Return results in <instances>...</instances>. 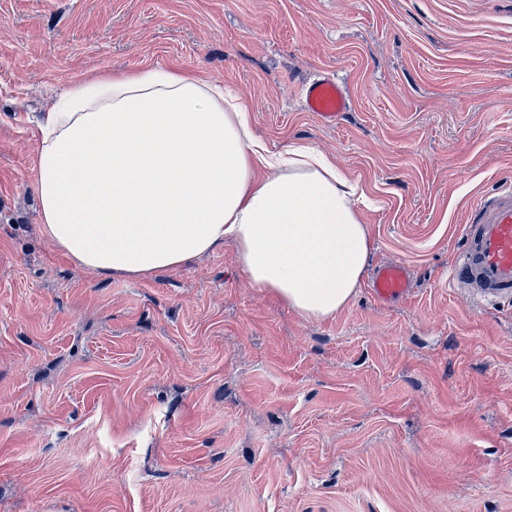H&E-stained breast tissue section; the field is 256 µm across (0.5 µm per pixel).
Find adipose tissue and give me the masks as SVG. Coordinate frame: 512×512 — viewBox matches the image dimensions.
Returning a JSON list of instances; mask_svg holds the SVG:
<instances>
[{"label": "adipose tissue", "instance_id": "ef3b65f1", "mask_svg": "<svg viewBox=\"0 0 512 512\" xmlns=\"http://www.w3.org/2000/svg\"><path fill=\"white\" fill-rule=\"evenodd\" d=\"M39 133L44 231L100 276L154 277L230 240L250 282L307 318L334 317L362 282L356 184L310 146L270 153L210 82L163 66L92 78Z\"/></svg>", "mask_w": 512, "mask_h": 512}]
</instances>
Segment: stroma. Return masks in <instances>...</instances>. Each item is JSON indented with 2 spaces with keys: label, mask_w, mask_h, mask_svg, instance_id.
I'll return each instance as SVG.
<instances>
[{
  "label": "stroma",
  "mask_w": 512,
  "mask_h": 512,
  "mask_svg": "<svg viewBox=\"0 0 512 512\" xmlns=\"http://www.w3.org/2000/svg\"><path fill=\"white\" fill-rule=\"evenodd\" d=\"M230 88L269 151L357 181L366 288L304 317L233 242L102 278L47 238L35 121L102 72ZM349 89L336 126L302 85ZM512 180V0H0V512H512V298L449 272ZM410 290L408 270L400 262L380 265L375 270L370 283L373 298L383 304L403 299Z\"/></svg>",
  "instance_id": "1"
}]
</instances>
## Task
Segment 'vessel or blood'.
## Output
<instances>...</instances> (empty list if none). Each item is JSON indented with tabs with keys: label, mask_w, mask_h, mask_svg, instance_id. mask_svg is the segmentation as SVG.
I'll list each match as a JSON object with an SVG mask.
<instances>
[{
	"label": "vessel or blood",
	"mask_w": 512,
	"mask_h": 512,
	"mask_svg": "<svg viewBox=\"0 0 512 512\" xmlns=\"http://www.w3.org/2000/svg\"><path fill=\"white\" fill-rule=\"evenodd\" d=\"M302 97L305 111L325 126L336 125L350 109L345 85L332 74L308 81ZM460 230L465 247L452 268L454 286L468 288L479 305L512 297V182L477 198ZM370 291L383 304L406 297L410 292L406 266L400 262L379 266Z\"/></svg>",
	"instance_id": "1"
}]
</instances>
